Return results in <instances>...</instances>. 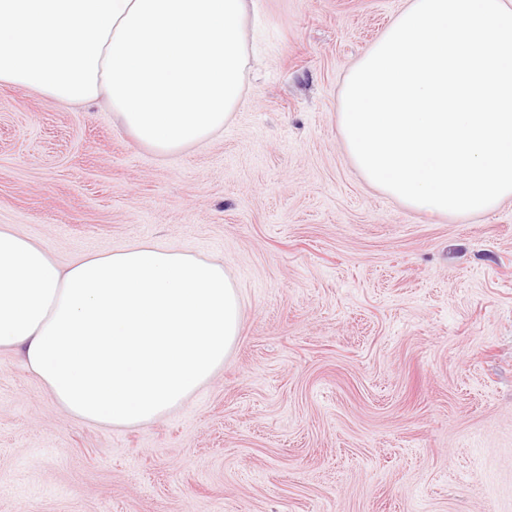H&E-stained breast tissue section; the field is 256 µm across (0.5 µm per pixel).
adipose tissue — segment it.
Listing matches in <instances>:
<instances>
[{
    "mask_svg": "<svg viewBox=\"0 0 512 512\" xmlns=\"http://www.w3.org/2000/svg\"><path fill=\"white\" fill-rule=\"evenodd\" d=\"M241 329L221 264L141 243L62 267L0 227V348L77 419L164 417L223 365Z\"/></svg>",
    "mask_w": 512,
    "mask_h": 512,
    "instance_id": "adipose-tissue-1",
    "label": "adipose tissue"
}]
</instances>
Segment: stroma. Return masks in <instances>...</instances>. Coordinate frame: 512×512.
Listing matches in <instances>:
<instances>
[{
  "mask_svg": "<svg viewBox=\"0 0 512 512\" xmlns=\"http://www.w3.org/2000/svg\"><path fill=\"white\" fill-rule=\"evenodd\" d=\"M222 134L160 156L106 100L0 86V226L61 266L149 242L223 265V366L161 420L75 419L0 349V512H512V200L369 186L344 80L405 0H255Z\"/></svg>",
  "mask_w": 512,
  "mask_h": 512,
  "instance_id": "35a3bbf8",
  "label": "stroma"
}]
</instances>
